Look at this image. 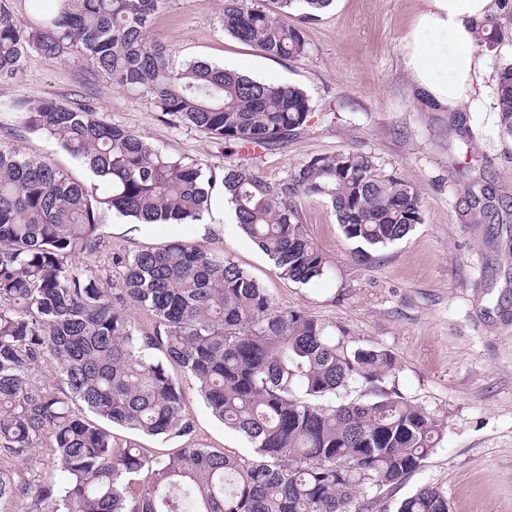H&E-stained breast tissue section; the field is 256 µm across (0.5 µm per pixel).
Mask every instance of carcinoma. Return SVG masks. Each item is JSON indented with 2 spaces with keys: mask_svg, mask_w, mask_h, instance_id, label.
I'll use <instances>...</instances> for the list:
<instances>
[{
  "mask_svg": "<svg viewBox=\"0 0 512 512\" xmlns=\"http://www.w3.org/2000/svg\"><path fill=\"white\" fill-rule=\"evenodd\" d=\"M165 0H32L20 21L0 5V85L31 60L82 56L113 83L150 95L156 111L234 150L281 148L306 127L308 94L204 61L174 64L149 23ZM280 16L224 0V31L277 59H298L306 41L283 20L327 11L333 0H273ZM500 17L477 40L501 39ZM27 127L61 144L105 185L103 194L51 163L0 150V452L25 460L50 439L62 481L18 483L0 468V502L26 512H370L418 471L442 427L399 390L395 355L334 338L300 309H284L235 262L183 241L117 257L121 281L87 265L101 243L100 212L144 224H192L215 189L235 224L279 275L322 279L327 259L303 229L299 202L331 205L345 237L379 248L423 222L409 182L381 175L360 153L315 155L270 183L252 168L221 174L176 159L95 107L52 98L2 100ZM498 124L512 136V63L496 84ZM466 215L507 224L495 193L473 181ZM134 307L151 322L134 318ZM51 366L60 387L32 381ZM195 380L211 414L253 455L190 443L156 455L95 417L155 438L191 437L185 392L168 365ZM359 397L348 399L352 386ZM384 512H450L424 485Z\"/></svg>",
  "mask_w": 512,
  "mask_h": 512,
  "instance_id": "1",
  "label": "carcinoma"
}]
</instances>
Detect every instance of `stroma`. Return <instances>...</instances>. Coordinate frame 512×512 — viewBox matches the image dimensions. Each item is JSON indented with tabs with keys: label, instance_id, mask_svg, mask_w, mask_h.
Masks as SVG:
<instances>
[{
	"label": "stroma",
	"instance_id": "obj_1",
	"mask_svg": "<svg viewBox=\"0 0 512 512\" xmlns=\"http://www.w3.org/2000/svg\"><path fill=\"white\" fill-rule=\"evenodd\" d=\"M419 7L420 0H335L316 19L289 16L302 28L307 50L299 59L278 60L225 32L224 0H166L150 28L177 61H206L311 96L314 111L301 134L256 160L169 123L146 94L93 75L80 58L32 55L0 87V97L69 105L88 100L103 120L172 156L216 171L252 162L271 183L311 156L338 152L371 156L380 174L413 183L422 196V224L363 261L328 204L302 203L304 230L330 269L325 279L305 286L280 278L229 208L220 218L206 213L196 224L136 226L105 213L103 243L90 263L115 276L116 256L187 241L224 253L281 307L305 310L330 334L391 351L401 390L443 427L434 453L393 491V499L432 485L446 493L452 512H512V227L470 223L461 204L464 184L479 176L512 202V137L502 133L494 108L498 71L512 62V36L479 46L483 85L461 104L457 124L417 93L405 67L406 38ZM0 150L48 161L88 185L95 181L57 143L29 131L14 111L0 112ZM182 385L199 441L251 456L241 437L211 416L193 380Z\"/></svg>",
	"mask_w": 512,
	"mask_h": 512
}]
</instances>
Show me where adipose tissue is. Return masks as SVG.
Returning <instances> with one entry per match:
<instances>
[{
	"mask_svg": "<svg viewBox=\"0 0 512 512\" xmlns=\"http://www.w3.org/2000/svg\"><path fill=\"white\" fill-rule=\"evenodd\" d=\"M493 0H422L407 37L405 64L416 87L448 111L479 87L485 62L478 54L477 24Z\"/></svg>",
	"mask_w": 512,
	"mask_h": 512,
	"instance_id": "ef3b65f1",
	"label": "adipose tissue"
}]
</instances>
